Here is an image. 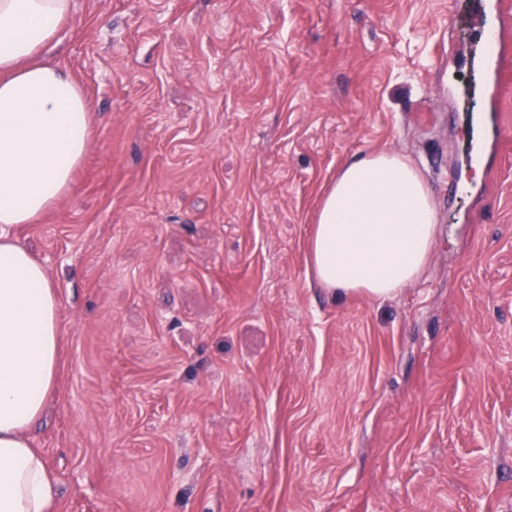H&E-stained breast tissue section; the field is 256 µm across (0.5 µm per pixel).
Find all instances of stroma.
<instances>
[{
  "label": "stroma",
  "instance_id": "1",
  "mask_svg": "<svg viewBox=\"0 0 512 512\" xmlns=\"http://www.w3.org/2000/svg\"><path fill=\"white\" fill-rule=\"evenodd\" d=\"M448 0H72L46 59L92 142L12 228L58 290L35 435L61 512H512V67L506 130ZM408 155L438 214L388 299L310 287L320 197ZM501 130L502 128L496 114L485 115L475 125H472L471 130L468 131L471 162L475 156L484 152L485 144L489 139H496L501 135Z\"/></svg>",
  "mask_w": 512,
  "mask_h": 512
}]
</instances>
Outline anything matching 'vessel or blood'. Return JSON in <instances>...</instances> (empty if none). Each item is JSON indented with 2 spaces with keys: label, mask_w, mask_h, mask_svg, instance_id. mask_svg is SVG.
Listing matches in <instances>:
<instances>
[{
  "label": "vessel or blood",
  "mask_w": 512,
  "mask_h": 512,
  "mask_svg": "<svg viewBox=\"0 0 512 512\" xmlns=\"http://www.w3.org/2000/svg\"><path fill=\"white\" fill-rule=\"evenodd\" d=\"M512 26V0H492L483 13L480 49L472 59V68L479 75L478 91L490 98L497 97L500 79L505 70L504 51L499 34ZM501 125L496 115L481 117L468 132L470 153L477 156L484 152L489 139L498 138Z\"/></svg>",
  "instance_id": "obj_1"
}]
</instances>
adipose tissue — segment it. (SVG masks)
Returning a JSON list of instances; mask_svg holds the SVG:
<instances>
[{"label": "adipose tissue", "mask_w": 512, "mask_h": 512, "mask_svg": "<svg viewBox=\"0 0 512 512\" xmlns=\"http://www.w3.org/2000/svg\"><path fill=\"white\" fill-rule=\"evenodd\" d=\"M71 0H0V512H59L57 480L32 431L56 390L60 302L47 268L14 238L73 189L89 145L87 98L41 60ZM437 211L412 159L377 151L340 167L308 241L309 282L395 296L425 274Z\"/></svg>", "instance_id": "1"}]
</instances>
